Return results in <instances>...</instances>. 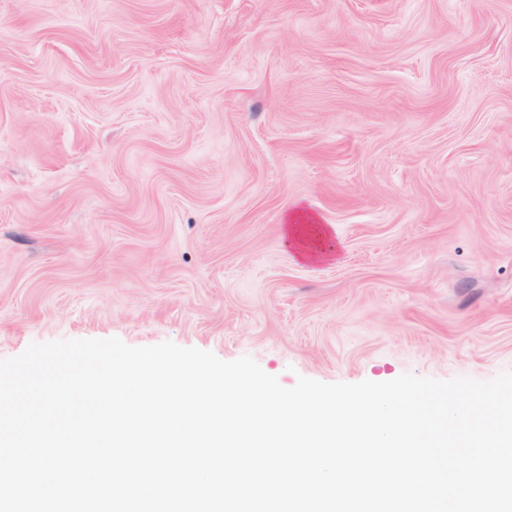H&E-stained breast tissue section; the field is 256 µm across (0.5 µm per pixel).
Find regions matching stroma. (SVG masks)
Listing matches in <instances>:
<instances>
[{"label": "stroma", "mask_w": 512, "mask_h": 512, "mask_svg": "<svg viewBox=\"0 0 512 512\" xmlns=\"http://www.w3.org/2000/svg\"><path fill=\"white\" fill-rule=\"evenodd\" d=\"M110 337L512 371V0H0V359ZM285 235L288 244L292 243L301 257H313L316 255L314 251L307 249L310 237L313 235L316 239L318 249L325 252L326 242L330 238L329 231L325 227L315 226V224H287Z\"/></svg>", "instance_id": "1"}]
</instances>
